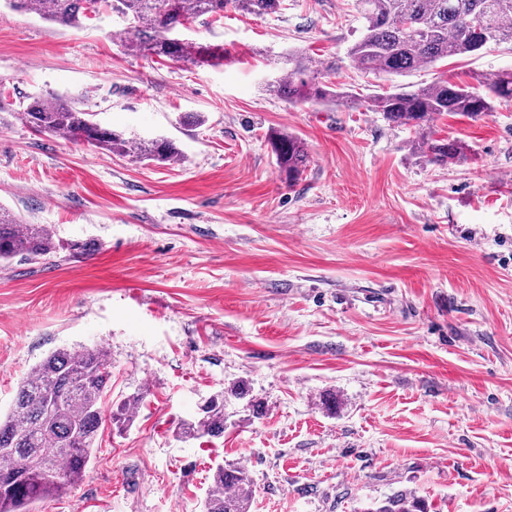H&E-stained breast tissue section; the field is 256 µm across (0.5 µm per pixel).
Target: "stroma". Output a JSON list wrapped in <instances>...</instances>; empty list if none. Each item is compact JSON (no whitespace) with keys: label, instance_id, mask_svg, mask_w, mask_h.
I'll return each instance as SVG.
<instances>
[{"label":"stroma","instance_id":"35a3bbf8","mask_svg":"<svg viewBox=\"0 0 512 512\" xmlns=\"http://www.w3.org/2000/svg\"><path fill=\"white\" fill-rule=\"evenodd\" d=\"M108 9L62 27L0 0V206L84 256L0 264V415L33 365L100 346L106 407L84 480L35 512H201L217 465L247 467L250 512H366L403 493L431 512H512V101L443 115L465 142L438 166L412 131L366 107L272 95V60L345 54L356 0H284L225 13L188 38L220 66L129 54ZM512 68V44L403 75L343 63L331 77L364 99L444 76ZM31 96H62L136 140L166 138L173 165L109 155L32 128ZM187 113L202 124L183 122ZM304 142L282 180L270 136ZM224 435L181 423L235 383Z\"/></svg>","mask_w":512,"mask_h":512}]
</instances>
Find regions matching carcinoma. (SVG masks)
Segmentation results:
<instances>
[{
  "instance_id": "cac0c4a2",
  "label": "carcinoma",
  "mask_w": 512,
  "mask_h": 512,
  "mask_svg": "<svg viewBox=\"0 0 512 512\" xmlns=\"http://www.w3.org/2000/svg\"><path fill=\"white\" fill-rule=\"evenodd\" d=\"M283 0H8L18 11L34 12L61 26L77 28L105 5L124 19L111 33L125 51L166 58L194 66H216L224 47L204 44L180 34L206 16L217 22L233 9L257 17L281 9ZM364 19L361 35L346 51L357 68L404 74L458 56H473L491 42H512V0H357ZM278 74L269 91L290 102L331 103L366 107L392 125L414 132L413 148L433 164L467 157L461 141L436 139V117L454 113L476 118L494 111L495 103L512 101V70L485 79L476 89L446 78L415 90L373 95L365 101L336 89L328 80L339 63L313 65L307 54L290 51L277 59ZM21 112L40 132L94 144L118 155L173 164L182 154L167 139L134 141L93 120L74 102L29 98ZM281 177L292 185L309 163L304 143L287 133L272 138ZM60 249L44 224H22L0 209V262L16 257L37 262ZM112 388L108 352L102 347L80 351L59 349L35 364L22 381L10 412L0 418V512H31L40 502L64 493L85 477L103 420L104 397ZM225 393L211 397L200 417L180 428L183 438L224 435ZM139 393L125 397L110 412L123 427ZM250 471L241 466L216 467L202 512H249L254 492ZM373 512H427L425 500L395 494Z\"/></svg>"
}]
</instances>
